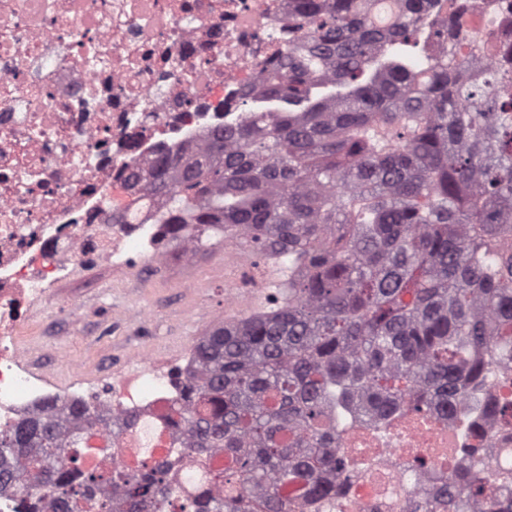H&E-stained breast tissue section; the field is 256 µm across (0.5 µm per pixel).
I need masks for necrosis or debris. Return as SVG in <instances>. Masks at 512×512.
I'll use <instances>...</instances> for the list:
<instances>
[{
	"label": "necrosis or debris",
	"instance_id": "obj_1",
	"mask_svg": "<svg viewBox=\"0 0 512 512\" xmlns=\"http://www.w3.org/2000/svg\"><path fill=\"white\" fill-rule=\"evenodd\" d=\"M452 4L512 35V0H431V19L447 22ZM289 12L290 0H0V429L51 400L86 401L22 368L27 309L89 261L120 266L154 245L165 199L128 177L241 119L245 95L282 67ZM115 391L101 415L143 424L172 386L143 373ZM462 444L441 418L351 429L344 445L371 469L350 485L357 512H388L402 497L411 452Z\"/></svg>",
	"mask_w": 512,
	"mask_h": 512
}]
</instances>
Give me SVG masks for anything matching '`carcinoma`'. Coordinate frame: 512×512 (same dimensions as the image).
Segmentation results:
<instances>
[{
  "label": "carcinoma",
  "mask_w": 512,
  "mask_h": 512,
  "mask_svg": "<svg viewBox=\"0 0 512 512\" xmlns=\"http://www.w3.org/2000/svg\"><path fill=\"white\" fill-rule=\"evenodd\" d=\"M293 0L283 72L261 108L211 131L194 158L132 175L169 195L166 239L241 241L276 257L270 307L207 331L162 419L164 455L125 460L135 421L88 458L93 406L0 431V485L65 512L164 508L184 461L211 487L177 512H308L350 505L351 424L446 415L481 444L414 456L402 512H512L483 444L512 425V66L491 34L429 0ZM425 54L415 72L410 58ZM498 468V467H496ZM501 487L512 469L498 468Z\"/></svg>",
  "instance_id": "1"
}]
</instances>
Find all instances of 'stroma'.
<instances>
[{"label": "stroma", "instance_id": "35a3bbf8", "mask_svg": "<svg viewBox=\"0 0 512 512\" xmlns=\"http://www.w3.org/2000/svg\"><path fill=\"white\" fill-rule=\"evenodd\" d=\"M159 249L160 263L92 262L50 288L25 323L28 369L52 388L80 383L107 398L141 362L164 378L184 367L198 337L223 324L228 288L250 287L251 276L228 281L220 245L187 254L166 240Z\"/></svg>", "mask_w": 512, "mask_h": 512}]
</instances>
